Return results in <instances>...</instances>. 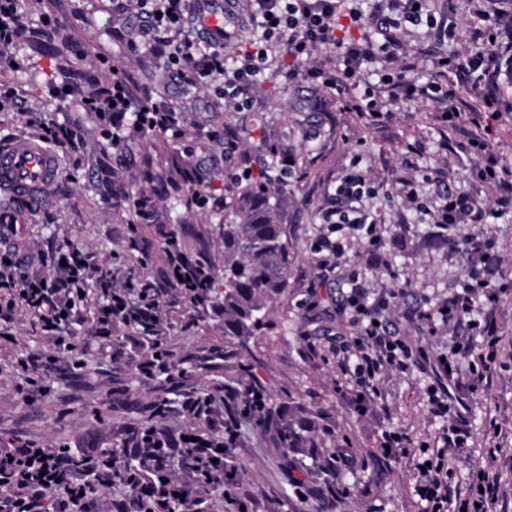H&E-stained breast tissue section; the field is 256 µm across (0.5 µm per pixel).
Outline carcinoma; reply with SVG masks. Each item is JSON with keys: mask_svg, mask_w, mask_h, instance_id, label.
<instances>
[{"mask_svg": "<svg viewBox=\"0 0 512 512\" xmlns=\"http://www.w3.org/2000/svg\"><path fill=\"white\" fill-rule=\"evenodd\" d=\"M277 189L267 181L249 180L224 209V335L252 336L266 324L267 302L287 288L288 247L283 225L274 220ZM193 279L212 287L214 268L196 263ZM173 378L158 381L161 392L145 427L129 433L118 446L100 450L90 460L70 452L63 445L54 452L65 454L69 460L67 476L78 479L81 490L89 497L104 488L133 487L145 479L138 471L129 449L139 448L148 439L164 431L163 420L173 400L169 384ZM253 425L260 432L268 431L273 419L263 410L246 404ZM278 439L285 448H304L307 437L300 432L282 428ZM224 494V486L215 484L202 473L201 484L194 492V502L201 503L212 494ZM130 512H190V502L171 494L166 478L156 475L149 495L133 501Z\"/></svg>", "mask_w": 512, "mask_h": 512, "instance_id": "carcinoma-1", "label": "carcinoma"}]
</instances>
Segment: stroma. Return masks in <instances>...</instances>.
Segmentation results:
<instances>
[{
  "mask_svg": "<svg viewBox=\"0 0 512 512\" xmlns=\"http://www.w3.org/2000/svg\"><path fill=\"white\" fill-rule=\"evenodd\" d=\"M22 25L9 50L15 65L7 75L25 108L0 116V137H34L42 122L69 124L81 135L76 148L59 151L51 203L17 217L33 257L25 272L50 275L42 255L76 247L107 276L90 284L86 301L62 323L67 347L49 342L48 331L30 314L16 317L0 335V448L48 449L64 442L87 457L119 445L144 426L159 396L155 354L162 351L168 363L190 372L187 384L174 386L176 401L166 418L170 433L198 429L197 420L182 411L185 387L223 399L225 424L207 433L223 444L236 468L232 498H212L202 512H424L416 492L418 463L424 453L441 450L449 426L428 407L434 363L452 343L437 310L469 284L462 242L479 234L490 239V260L503 274L495 310L500 342L484 381H470L467 362L459 364L471 438L449 456L451 484L468 498L477 471L495 469L502 492L495 510L512 512V213L490 224L442 229L402 206L391 190L399 177H416L419 195L433 207L448 191L482 201L489 196L474 174L475 158L443 148L432 102H400L392 118L372 125L345 111L335 92L303 79L288 89L268 71L257 78L250 108L234 111L217 84L172 75L166 54L138 37L139 17H119L110 0H42L25 10ZM414 39L427 50L420 77L454 83V71H439L433 61L463 52L465 43L441 40L424 28ZM72 70L87 87L116 73L129 79L136 98L178 104L181 136L130 128L113 143L109 123L51 96V86ZM275 150L290 153L293 162L275 211L290 265L286 292L268 305L267 329L225 335L224 315L215 307L224 297L220 287L208 302L196 304L180 289L170 290L162 299L164 323L157 336L134 324H97L96 309L111 304L113 294H137L148 282L165 285L169 241L189 260L223 270L220 226L225 203L238 192L234 176L248 169L253 177L279 181ZM192 161L208 185L200 204L192 202L186 178ZM355 162L381 186L369 205L382 221L349 239L346 256L365 277L371 297L393 294L387 316L419 360L407 372L381 376L379 396L364 406L356 401L353 369L336 360L364 320L346 306L345 268L322 273L327 257L315 248L326 231L319 211ZM426 171L438 183L424 181ZM129 193L148 198L140 214L127 211L123 198ZM374 240L386 266L366 263ZM34 355L43 363L31 370L26 362ZM143 363L150 364V373L140 372ZM251 385L278 428L307 431L310 447L287 450L275 431L257 432L233 398ZM393 431L409 438L407 453L383 448V435Z\"/></svg>",
  "mask_w": 512,
  "mask_h": 512,
  "instance_id": "obj_1",
  "label": "stroma"
}]
</instances>
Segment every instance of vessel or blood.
I'll return each instance as SVG.
<instances>
[{
	"mask_svg": "<svg viewBox=\"0 0 512 512\" xmlns=\"http://www.w3.org/2000/svg\"><path fill=\"white\" fill-rule=\"evenodd\" d=\"M60 159L51 149L24 137L0 142V202L7 208L44 206L59 173Z\"/></svg>",
	"mask_w": 512,
	"mask_h": 512,
	"instance_id": "1",
	"label": "vessel or blood"
}]
</instances>
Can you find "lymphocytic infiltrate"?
I'll list each match as a JSON object with an SVG mask.
<instances>
[{
	"label": "lymphocytic infiltrate",
	"mask_w": 512,
	"mask_h": 512,
	"mask_svg": "<svg viewBox=\"0 0 512 512\" xmlns=\"http://www.w3.org/2000/svg\"><path fill=\"white\" fill-rule=\"evenodd\" d=\"M244 2L255 28L261 36L253 41L250 50L236 59L235 67H226L220 45L215 40H203L194 35L195 12L187 0H122L123 10L137 13L147 31L175 35L176 41L168 54V61L177 75H191L198 83L223 79L224 99L234 109L250 102V90L257 77L268 66L269 54L278 44H286L294 64L283 70L285 86H293L298 78L336 91L342 107L360 113L370 122L391 116L392 107L399 100H422L436 103L437 120L448 130H465L466 139L459 147L483 156L476 175L490 186L495 194L493 206H486L466 192L450 193L434 212L432 223L485 224L498 210L512 209V168L491 152L487 134L492 120L500 116L501 99L498 95L500 61L512 58V44L495 40L496 12L492 7L499 0H476L475 12L479 18L470 35L477 51H468L446 58L447 68L458 72L459 84L447 87L429 80L412 79L413 69L408 60L406 39L417 29L427 28L441 39L456 37V26L447 17L436 14L429 0H375L370 12H362L353 0H229L230 4ZM358 29V36L343 34L344 24ZM307 61L306 70H298V61ZM363 87L362 95H355L356 87ZM64 95L70 96L85 112L96 113L112 122V138L120 140L125 124L137 130H161L180 134L181 129L172 106L156 107L136 104L126 81L113 77L96 95H84L67 86ZM377 188L360 166L340 177L332 203L322 209L320 220L334 232L357 230L364 224L379 223L378 215L365 205ZM332 236L323 237L321 249L344 261L345 248ZM487 241L476 236L463 242L473 279L472 286L443 305L439 314L449 327L466 333L480 332L490 339L487 354L472 356L470 347L454 341L444 362L436 369V380L429 391L430 410L437 416H451L452 423L445 437V448L436 458L426 460L420 473L416 492L424 501V512H448L452 489L448 484V451L462 447L469 438L466 403L450 406L449 385L454 380L453 368L459 359H467L470 372L483 377L490 369L497 351L499 338L489 322L474 319L473 293L482 288L488 304L496 302L495 272L486 265ZM53 273L48 277L31 278L22 275L24 258H16L0 265V320L9 319L18 309L38 315L46 327L55 330L56 346H63L64 337L57 329L64 314L70 313L76 299L85 297L88 283L93 278L92 267L80 249L69 248L53 257ZM347 281L351 294L349 307L367 317L355 339L360 378V398H369L377 392L374 378L388 370L406 371L411 366L412 352L405 342L391 336L380 318L388 307V300L367 304L366 284L358 270H350ZM163 289L146 287L138 301L131 302L116 295L108 310L99 312L98 323L108 325L119 318L140 325L143 329L160 332L162 329L161 299ZM164 455L153 449L140 448L136 454L146 471L159 469L161 461L178 462L179 472L172 485L175 494L188 493L198 478L197 462H207L216 483L224 481V454L206 439L184 441L165 438ZM26 461L24 470L15 471L12 478L0 486V512H71L70 498H56L53 492L67 471V461L48 450H35L25 445L11 451H0V467L8 461Z\"/></svg>",
	"instance_id": "1"
}]
</instances>
